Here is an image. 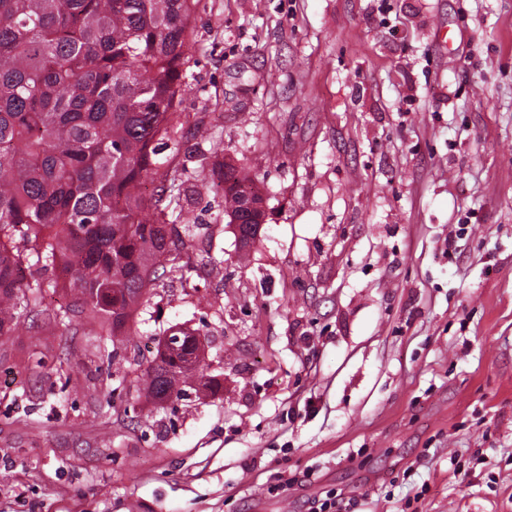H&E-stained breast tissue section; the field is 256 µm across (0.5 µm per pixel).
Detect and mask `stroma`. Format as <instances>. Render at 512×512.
Returning <instances> with one entry per match:
<instances>
[{
    "label": "stroma",
    "instance_id": "1",
    "mask_svg": "<svg viewBox=\"0 0 512 512\" xmlns=\"http://www.w3.org/2000/svg\"><path fill=\"white\" fill-rule=\"evenodd\" d=\"M189 43L222 152L164 155L252 176L265 222L179 201L193 270L127 340L0 337V512H512V0H199ZM171 327L221 389L130 431L98 376Z\"/></svg>",
    "mask_w": 512,
    "mask_h": 512
}]
</instances>
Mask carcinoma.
Returning a JSON list of instances; mask_svg holds the SVG:
<instances>
[{"mask_svg":"<svg viewBox=\"0 0 512 512\" xmlns=\"http://www.w3.org/2000/svg\"><path fill=\"white\" fill-rule=\"evenodd\" d=\"M198 0H0V336L20 316L128 336L164 279L185 277L191 240L169 219L189 191L221 194L240 240L264 198L237 168L185 189L161 145L184 130L188 31ZM154 185L150 196L141 186ZM75 299L57 308L46 294ZM178 330L136 376L156 404L215 395L200 341Z\"/></svg>","mask_w":512,"mask_h":512,"instance_id":"obj_1","label":"carcinoma"}]
</instances>
